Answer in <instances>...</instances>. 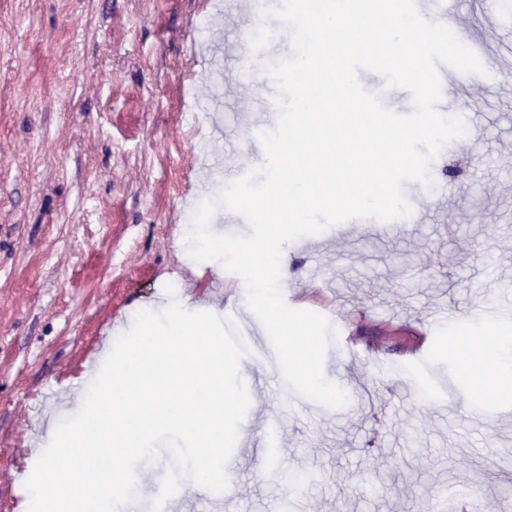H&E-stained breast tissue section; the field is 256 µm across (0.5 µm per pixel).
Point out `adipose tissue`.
Listing matches in <instances>:
<instances>
[{"instance_id": "ef3b65f1", "label": "adipose tissue", "mask_w": 512, "mask_h": 512, "mask_svg": "<svg viewBox=\"0 0 512 512\" xmlns=\"http://www.w3.org/2000/svg\"><path fill=\"white\" fill-rule=\"evenodd\" d=\"M496 330L494 322H472L465 334L473 339H481L482 344L475 348L462 346L459 354L464 360H477L483 364V372L474 377L478 390L502 396L507 390H512V346L495 340Z\"/></svg>"}]
</instances>
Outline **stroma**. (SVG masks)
Instances as JSON below:
<instances>
[{
    "label": "stroma",
    "instance_id": "stroma-1",
    "mask_svg": "<svg viewBox=\"0 0 512 512\" xmlns=\"http://www.w3.org/2000/svg\"><path fill=\"white\" fill-rule=\"evenodd\" d=\"M489 46L512 34L502 0H453ZM248 0H0V512L25 482L66 396L90 384L115 329L168 299L216 302L248 345L268 343L238 276L178 247L185 216L236 161L243 131L274 127L239 72ZM457 115L498 107L412 184L419 223L387 238L341 223L288 244L285 300L339 331L329 409L280 398L278 368L244 361L250 408L234 493L185 491L169 512H420L442 487L476 512H512V397L479 395L456 342L480 308L512 338V76L443 88ZM418 366L468 406L430 404L399 375ZM281 421L283 456L260 458ZM265 428L264 458L267 462L274 463L281 454L278 439V419L275 416H266L263 419Z\"/></svg>",
    "mask_w": 512,
    "mask_h": 512
}]
</instances>
